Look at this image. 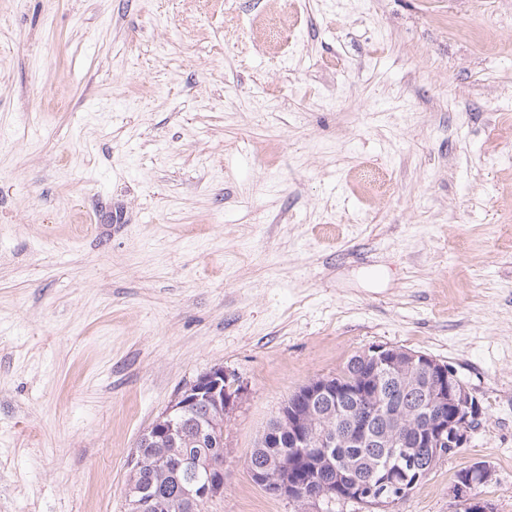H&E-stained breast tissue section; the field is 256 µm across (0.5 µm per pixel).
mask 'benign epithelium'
<instances>
[{"instance_id": "benign-epithelium-1", "label": "benign epithelium", "mask_w": 512, "mask_h": 512, "mask_svg": "<svg viewBox=\"0 0 512 512\" xmlns=\"http://www.w3.org/2000/svg\"><path fill=\"white\" fill-rule=\"evenodd\" d=\"M373 356L386 364V373L397 381H412L421 387L423 407L428 413L426 431L428 446L463 448L468 441L469 429L465 422L480 418L482 407L468 387L460 380L456 371L446 363L424 354L389 346H373L364 351V356ZM336 377L315 378L294 393L296 404L282 411L275 424L263 436V442H272L277 435L288 431L305 446L319 444L313 462L315 469L327 465L339 472L347 467L345 461L333 460L327 448L332 446L343 431L348 417L334 412L328 400L336 395ZM245 388L231 381V375L222 366H216L200 375L186 392L177 398L167 411L151 426L152 436L162 442L177 434L176 420L184 413L203 406L216 418L228 416L240 403ZM448 413H443V409ZM401 417L392 414L385 418L384 425L373 434L374 443L383 448L402 443L399 433ZM297 459L282 456L277 461L282 474L283 491L292 486ZM185 474V486L181 507L194 512L203 503L216 501L224 496V456L212 458L204 463L197 459L182 458L178 463ZM492 480V470L478 462L465 470L453 486V493L461 502L464 512H492L488 503L473 494L476 486ZM358 495L376 502L390 505L401 497L402 492L382 497L374 494L369 483L359 487ZM127 512H172L175 504L149 494L139 487L126 494Z\"/></svg>"}]
</instances>
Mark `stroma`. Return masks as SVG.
I'll return each instance as SVG.
<instances>
[{"label":"stroma","mask_w":512,"mask_h":512,"mask_svg":"<svg viewBox=\"0 0 512 512\" xmlns=\"http://www.w3.org/2000/svg\"><path fill=\"white\" fill-rule=\"evenodd\" d=\"M512 0H0V512H125L212 367L244 386L205 512H305L247 459L373 345L483 415L406 498L512 512ZM492 480V470L484 463L478 462L463 470L453 486V493L462 503L465 512H493L488 503L477 495H472L479 484Z\"/></svg>","instance_id":"1"}]
</instances>
